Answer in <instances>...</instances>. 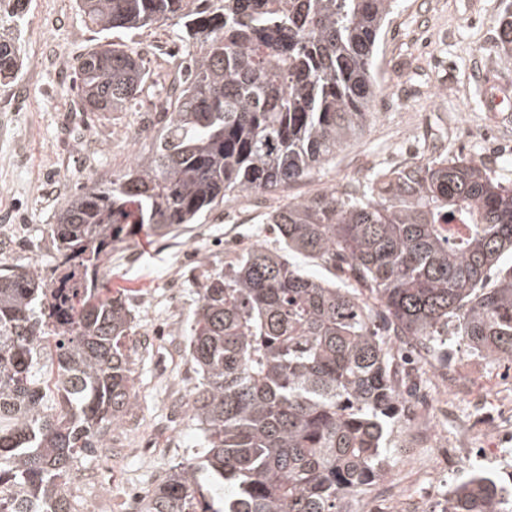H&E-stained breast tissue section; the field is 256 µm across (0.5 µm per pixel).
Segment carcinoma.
<instances>
[{
    "label": "carcinoma",
    "mask_w": 512,
    "mask_h": 512,
    "mask_svg": "<svg viewBox=\"0 0 512 512\" xmlns=\"http://www.w3.org/2000/svg\"><path fill=\"white\" fill-rule=\"evenodd\" d=\"M101 34L74 81L85 112H129L149 79L114 34L165 24L194 49L160 96L163 131L119 176L71 197L50 225L57 264L0 265V512H75L82 455L109 447L134 406V316L100 278L145 231L174 237L230 196L307 177L359 135L392 0H80ZM26 0H0V80L22 67ZM512 52V13L498 20ZM282 247L254 244L203 275L188 356L202 434L146 512H350L385 472L402 416L396 336L448 361L452 333L512 360V187L465 157L377 172L268 214ZM346 264V287L290 255ZM443 512H512V490L475 471Z\"/></svg>",
    "instance_id": "1"
}]
</instances>
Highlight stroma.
<instances>
[{
    "instance_id": "1",
    "label": "stroma",
    "mask_w": 512,
    "mask_h": 512,
    "mask_svg": "<svg viewBox=\"0 0 512 512\" xmlns=\"http://www.w3.org/2000/svg\"><path fill=\"white\" fill-rule=\"evenodd\" d=\"M512 0H394L374 58L377 94L359 137L328 164L273 194L239 196L174 238L138 234L113 251L103 269L135 315L129 368L135 405L110 433L112 454L91 453L71 473L77 512H96L101 493L109 512H125L129 498L143 499L200 444L195 422H171L199 378L187 356L189 325L205 271L223 268L253 244L280 242L266 213L376 172L419 163L438 154L463 155L512 185V56L498 48L497 24ZM125 43L140 53L153 82L130 112H82L74 69L97 42L77 0H28L19 33L23 66L0 83V260L13 267L51 272L56 247L49 226L67 201L91 181L122 173L131 159L148 155L164 121L151 111L157 84H170L188 59L172 25L133 30ZM450 368L426 355L403 386L405 401L427 393L436 408L435 440L410 457L400 450L412 431L402 417L391 435L385 480L407 481L424 512H442L447 483H459L473 466L450 462L463 448L464 429L497 430L494 450L479 460L486 474L512 486V380H499L512 361L475 356L460 337L448 339Z\"/></svg>"
}]
</instances>
